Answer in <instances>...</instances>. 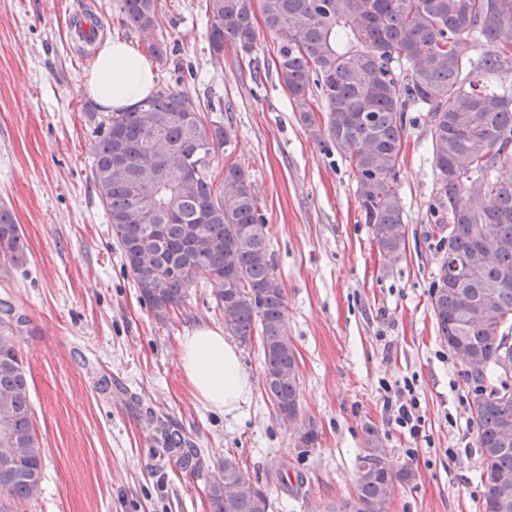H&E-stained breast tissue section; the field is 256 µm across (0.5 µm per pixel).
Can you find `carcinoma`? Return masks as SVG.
<instances>
[{
	"label": "carcinoma",
	"instance_id": "carcinoma-1",
	"mask_svg": "<svg viewBox=\"0 0 512 512\" xmlns=\"http://www.w3.org/2000/svg\"><path fill=\"white\" fill-rule=\"evenodd\" d=\"M210 55L256 40L255 7L279 40L275 70L297 119L356 174L362 223L380 255L406 251L408 224L399 192L406 112H427L439 188L432 236L466 264L452 283L438 267L431 309L441 339L473 360L471 393L481 458L482 512L501 483L512 484V88L491 89L488 74L512 68V0H202ZM127 26L156 28L158 0H122ZM482 46L476 56L473 50ZM326 103L318 119L314 93ZM92 173L141 300L167 322L202 277L224 333L249 347L261 339L263 391L277 413L299 410V371L287 329L286 296L269 251L265 217L250 173L236 162L212 178L211 161L230 143L185 91L162 88L95 127ZM0 261L21 267L27 248L0 208ZM22 316L0 301V512H21L42 492L44 448L34 426L29 381L14 335ZM356 458L354 498L361 512H389L395 484L416 475L380 448L374 428ZM205 477L210 512H271L267 491L233 456Z\"/></svg>",
	"mask_w": 512,
	"mask_h": 512
}]
</instances>
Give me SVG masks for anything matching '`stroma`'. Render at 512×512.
Masks as SVG:
<instances>
[{
    "label": "stroma",
    "instance_id": "35a3bbf8",
    "mask_svg": "<svg viewBox=\"0 0 512 512\" xmlns=\"http://www.w3.org/2000/svg\"><path fill=\"white\" fill-rule=\"evenodd\" d=\"M152 34L123 23L121 0H0V206L26 240L29 260L0 265V300L26 317L17 342L45 450L44 482L27 512H210L205 468L235 456L267 491L273 512H329L351 497L366 426L396 465L416 474L396 486L389 512H480L477 426L464 367L438 336L434 272L445 255L428 231L438 188L427 116L410 113L399 192L408 222L398 261L379 254L360 220L356 177L297 120L273 61L278 42L256 26L251 52L209 53L201 0H158ZM93 23L146 51L165 40L159 85L190 94L231 132L225 160L251 174L275 274L287 299L299 368V413L286 424L262 392L260 345L241 349L253 383L242 416L209 408L180 366L186 336L223 329L211 286L196 279L178 317L157 323L123 266L92 174L95 117L85 89L95 47L74 35ZM411 383L423 423L398 427L387 389ZM180 437L167 451L138 406ZM314 447L300 443L305 430Z\"/></svg>",
    "mask_w": 512,
    "mask_h": 512
}]
</instances>
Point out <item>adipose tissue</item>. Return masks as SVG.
<instances>
[{
	"mask_svg": "<svg viewBox=\"0 0 512 512\" xmlns=\"http://www.w3.org/2000/svg\"><path fill=\"white\" fill-rule=\"evenodd\" d=\"M158 83L157 70L133 46L109 38L97 49L87 91L107 110L117 111L139 104ZM180 361L196 396L213 410L229 415L248 402L251 378L223 331L203 328L185 337Z\"/></svg>",
	"mask_w": 512,
	"mask_h": 512,
	"instance_id": "obj_1",
	"label": "adipose tissue"
}]
</instances>
